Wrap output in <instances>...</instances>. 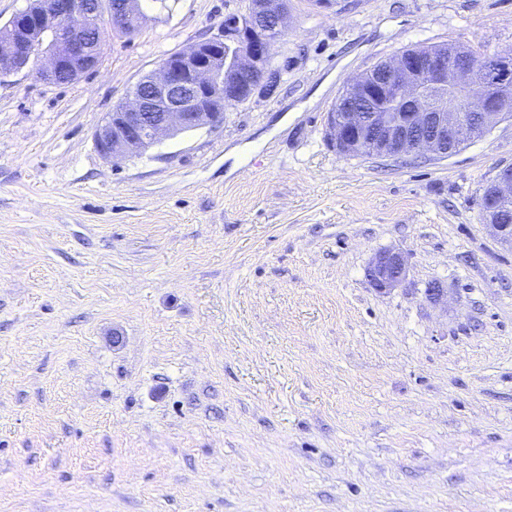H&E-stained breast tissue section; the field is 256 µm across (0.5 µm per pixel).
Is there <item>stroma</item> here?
<instances>
[{"instance_id": "35a3bbf8", "label": "stroma", "mask_w": 512, "mask_h": 512, "mask_svg": "<svg viewBox=\"0 0 512 512\" xmlns=\"http://www.w3.org/2000/svg\"><path fill=\"white\" fill-rule=\"evenodd\" d=\"M288 6L275 83L141 155L96 130L241 0H141L73 83L0 74V512H512V247L480 207L512 120L441 159L327 138L398 51L512 48V0ZM405 257L400 252L382 251L372 258L367 277L373 288L385 293L397 288L406 278Z\"/></svg>"}]
</instances>
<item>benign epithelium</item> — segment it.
<instances>
[{"label":"benign epithelium","mask_w":512,"mask_h":512,"mask_svg":"<svg viewBox=\"0 0 512 512\" xmlns=\"http://www.w3.org/2000/svg\"><path fill=\"white\" fill-rule=\"evenodd\" d=\"M138 24L128 0H34L29 13L0 28V72L20 71L31 47L49 40L38 76L58 84L75 82L101 61L99 32ZM288 29L284 0H257L252 14L220 24L218 35L166 57L144 76L128 101L117 106L95 134L106 158L142 154L165 138L224 122V107L249 98L269 71L272 34ZM242 47L237 67L224 71V45ZM383 76L352 79L342 97L394 101L403 108L393 120L385 112H331L328 135L343 157L397 158L407 154L445 158L476 132L512 116V51L493 53L452 46L429 52L403 49L380 62ZM483 219L492 236L512 245V165L500 167L483 192ZM405 257L382 251L367 277L385 293L406 278Z\"/></svg>","instance_id":"1"}]
</instances>
